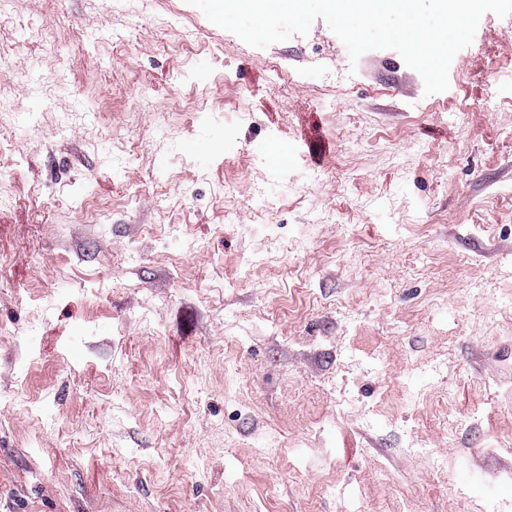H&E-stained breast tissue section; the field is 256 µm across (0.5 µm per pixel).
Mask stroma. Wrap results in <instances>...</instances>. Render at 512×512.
Listing matches in <instances>:
<instances>
[{
	"label": "stroma",
	"mask_w": 512,
	"mask_h": 512,
	"mask_svg": "<svg viewBox=\"0 0 512 512\" xmlns=\"http://www.w3.org/2000/svg\"><path fill=\"white\" fill-rule=\"evenodd\" d=\"M0 63V512H512V15L429 96L187 0Z\"/></svg>",
	"instance_id": "stroma-1"
}]
</instances>
